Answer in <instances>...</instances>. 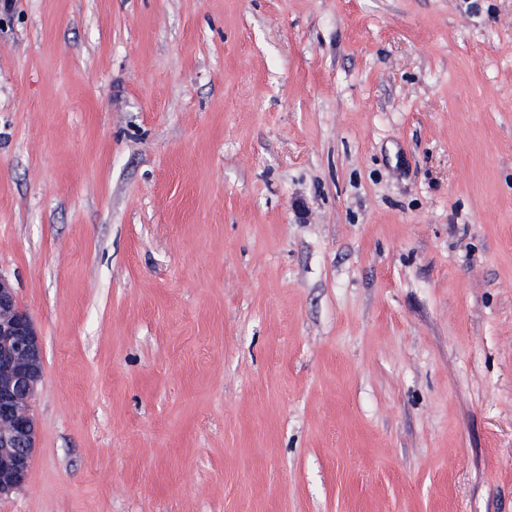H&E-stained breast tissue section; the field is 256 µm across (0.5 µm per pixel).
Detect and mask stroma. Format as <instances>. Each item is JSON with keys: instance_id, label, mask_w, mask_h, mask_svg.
I'll return each instance as SVG.
<instances>
[{"instance_id": "35a3bbf8", "label": "stroma", "mask_w": 512, "mask_h": 512, "mask_svg": "<svg viewBox=\"0 0 512 512\" xmlns=\"http://www.w3.org/2000/svg\"><path fill=\"white\" fill-rule=\"evenodd\" d=\"M0 273V512H512V0H12ZM44 376L40 333L0 273V498L28 478L38 439L32 402Z\"/></svg>"}]
</instances>
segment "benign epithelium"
Instances as JSON below:
<instances>
[{
	"label": "benign epithelium",
	"mask_w": 512,
	"mask_h": 512,
	"mask_svg": "<svg viewBox=\"0 0 512 512\" xmlns=\"http://www.w3.org/2000/svg\"><path fill=\"white\" fill-rule=\"evenodd\" d=\"M44 376L40 333L0 273V498L23 487L38 439L32 402Z\"/></svg>",
	"instance_id": "obj_1"
}]
</instances>
